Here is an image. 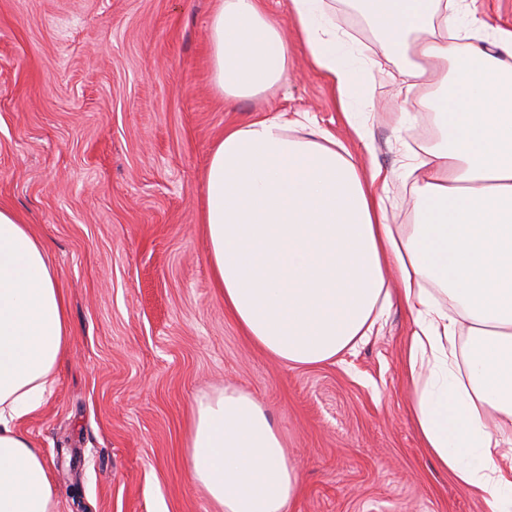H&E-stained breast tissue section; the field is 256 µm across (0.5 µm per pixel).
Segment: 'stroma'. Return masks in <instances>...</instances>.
Masks as SVG:
<instances>
[{"label":"stroma","mask_w":512,"mask_h":512,"mask_svg":"<svg viewBox=\"0 0 512 512\" xmlns=\"http://www.w3.org/2000/svg\"><path fill=\"white\" fill-rule=\"evenodd\" d=\"M218 0H0V208L45 245L65 295L68 353L22 429L55 462L56 512H213L184 461L195 398L250 393L284 439L302 489L290 512H486L424 448L394 302L344 360L293 366L225 310L207 259L203 184L225 128L309 113L362 173L382 169L393 224L413 221L415 134L440 136L426 91L354 0L329 12L373 106L348 120L288 13L284 85L225 103L210 80ZM413 121H404L403 110Z\"/></svg>","instance_id":"1"}]
</instances>
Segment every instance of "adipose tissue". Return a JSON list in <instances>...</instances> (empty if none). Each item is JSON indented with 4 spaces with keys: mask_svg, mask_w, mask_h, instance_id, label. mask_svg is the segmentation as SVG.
<instances>
[{
    "mask_svg": "<svg viewBox=\"0 0 512 512\" xmlns=\"http://www.w3.org/2000/svg\"><path fill=\"white\" fill-rule=\"evenodd\" d=\"M356 3L385 56L406 61V89H428L441 132L413 184V223H389L370 188L382 173L364 179L334 137L279 112L228 128L209 156L213 281L247 336L294 365L355 352L399 298L413 323L406 364L425 448L488 512H512V456L502 451L512 434V30L493 29L488 49L452 41L460 20L448 0ZM288 10L351 112L366 70L322 32L328 0H289ZM209 32L225 98L285 80L292 47L263 0H220ZM462 332L463 375L452 360ZM70 340L44 244L0 208V512H56L54 462L20 424L45 406ZM186 448L190 480L220 512H288L300 491L278 430L246 392L196 399Z\"/></svg>",
    "mask_w": 512,
    "mask_h": 512,
    "instance_id": "adipose-tissue-1",
    "label": "adipose tissue"
}]
</instances>
